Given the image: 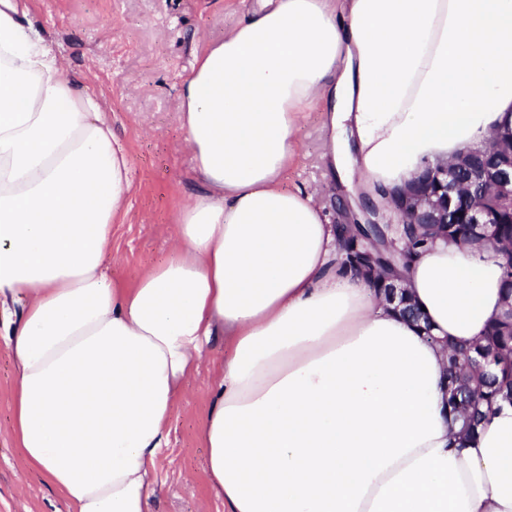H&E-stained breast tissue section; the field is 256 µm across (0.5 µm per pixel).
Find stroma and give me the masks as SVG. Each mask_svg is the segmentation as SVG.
I'll return each instance as SVG.
<instances>
[{"mask_svg": "<svg viewBox=\"0 0 512 512\" xmlns=\"http://www.w3.org/2000/svg\"><path fill=\"white\" fill-rule=\"evenodd\" d=\"M261 2L21 0L27 21L100 100L128 152L132 190L122 222L112 227V275L133 280L166 256L177 211L196 187L179 122L181 77L206 44L223 40ZM326 122L323 106L306 112L285 183L324 187L333 216L349 190L323 160ZM223 360L219 339L172 411L169 444L156 460L152 512H224L223 500L204 477L200 438L210 383ZM14 381L15 367L0 337V512H68L59 493L22 460L12 429Z\"/></svg>", "mask_w": 512, "mask_h": 512, "instance_id": "1", "label": "stroma"}]
</instances>
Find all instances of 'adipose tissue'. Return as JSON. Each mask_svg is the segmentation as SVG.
<instances>
[{
    "label": "adipose tissue",
    "mask_w": 512,
    "mask_h": 512,
    "mask_svg": "<svg viewBox=\"0 0 512 512\" xmlns=\"http://www.w3.org/2000/svg\"><path fill=\"white\" fill-rule=\"evenodd\" d=\"M331 111L353 199L512 130V0H276L196 56L179 119L198 188L171 256L108 272L132 182L101 105L0 0V304L13 429L69 512H151L168 423L214 338L201 437L224 512H512V404L455 434L446 341L502 308L501 257L436 243L395 275L432 333L338 270L320 190L282 179Z\"/></svg>",
    "instance_id": "ef3b65f1"
}]
</instances>
